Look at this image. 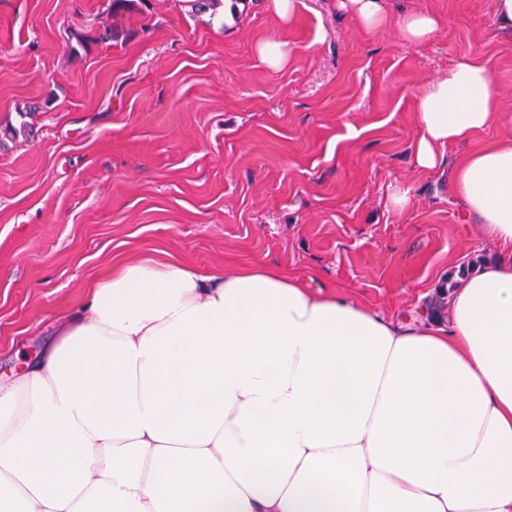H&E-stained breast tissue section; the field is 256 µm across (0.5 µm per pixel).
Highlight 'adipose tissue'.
<instances>
[{"label":"adipose tissue","instance_id":"ef3b65f1","mask_svg":"<svg viewBox=\"0 0 512 512\" xmlns=\"http://www.w3.org/2000/svg\"><path fill=\"white\" fill-rule=\"evenodd\" d=\"M421 45L428 11L339 0ZM416 167L511 115L482 63L416 101ZM453 187L512 242V141ZM0 512H512V261L398 321L270 266L135 256L0 380Z\"/></svg>","mask_w":512,"mask_h":512}]
</instances>
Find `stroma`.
Segmentation results:
<instances>
[{"label":"stroma","instance_id":"35a3bbf8","mask_svg":"<svg viewBox=\"0 0 512 512\" xmlns=\"http://www.w3.org/2000/svg\"><path fill=\"white\" fill-rule=\"evenodd\" d=\"M408 3L445 29L414 46L338 0H296L285 22L273 0L116 17L109 0H0V126L32 127L0 149V375L131 254L271 265L392 318L420 317L460 265L499 259L452 178L465 154L512 140V121L431 172L413 145L421 86L464 58L512 114V39L490 0ZM107 24L119 39L101 40ZM266 41L286 44L281 68L258 57Z\"/></svg>","mask_w":512,"mask_h":512}]
</instances>
